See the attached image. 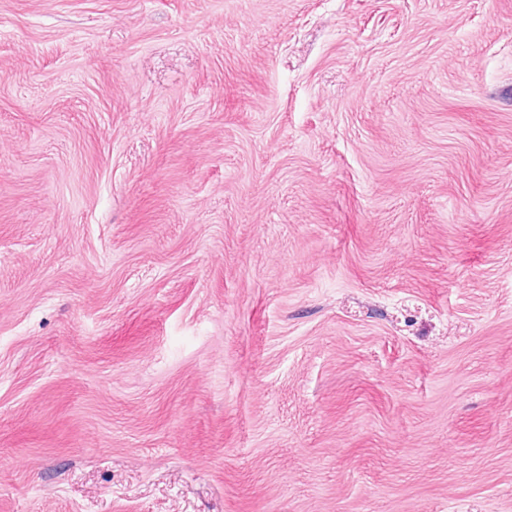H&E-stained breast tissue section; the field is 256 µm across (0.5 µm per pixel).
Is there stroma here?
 <instances>
[{"instance_id": "stroma-1", "label": "stroma", "mask_w": 512, "mask_h": 512, "mask_svg": "<svg viewBox=\"0 0 512 512\" xmlns=\"http://www.w3.org/2000/svg\"><path fill=\"white\" fill-rule=\"evenodd\" d=\"M0 512H512V0H0Z\"/></svg>"}]
</instances>
